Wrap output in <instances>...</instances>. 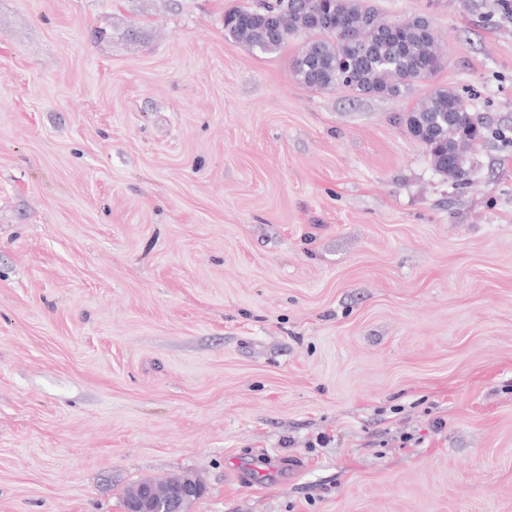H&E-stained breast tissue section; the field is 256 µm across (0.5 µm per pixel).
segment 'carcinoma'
Returning a JSON list of instances; mask_svg holds the SVG:
<instances>
[{
	"label": "carcinoma",
	"instance_id": "carcinoma-1",
	"mask_svg": "<svg viewBox=\"0 0 512 512\" xmlns=\"http://www.w3.org/2000/svg\"><path fill=\"white\" fill-rule=\"evenodd\" d=\"M224 32L260 54L276 53L303 37L290 71L296 82L318 92L340 88L406 99L416 82L431 78L444 63L427 17L389 20L369 0L245 2L224 14ZM403 123L426 148L438 175L466 183L467 163L474 146L486 138V127L456 89L434 87L405 111Z\"/></svg>",
	"mask_w": 512,
	"mask_h": 512
}]
</instances>
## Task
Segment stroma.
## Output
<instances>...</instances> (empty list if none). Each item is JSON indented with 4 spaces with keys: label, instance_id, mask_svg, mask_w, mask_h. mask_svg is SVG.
Wrapping results in <instances>:
<instances>
[{
    "label": "stroma",
    "instance_id": "35a3bbf8",
    "mask_svg": "<svg viewBox=\"0 0 512 512\" xmlns=\"http://www.w3.org/2000/svg\"><path fill=\"white\" fill-rule=\"evenodd\" d=\"M242 0H0V512H512V21L426 16L488 126L295 83ZM450 105H455L456 110L448 109ZM403 123L408 133L426 148L438 175L457 185L466 183L467 163L474 146L486 138V127L456 89L434 87L428 97L417 100L405 111ZM170 478L164 481H153V484H143L152 481L145 480L128 488L125 491L124 498L135 491L141 484L139 489L131 498L124 503L125 512H186L187 505L198 498L203 491L202 482L194 476L185 475L181 481ZM155 482V483H154ZM174 484L172 487L161 489ZM157 485V486H155Z\"/></svg>",
    "mask_w": 512,
    "mask_h": 512
}]
</instances>
